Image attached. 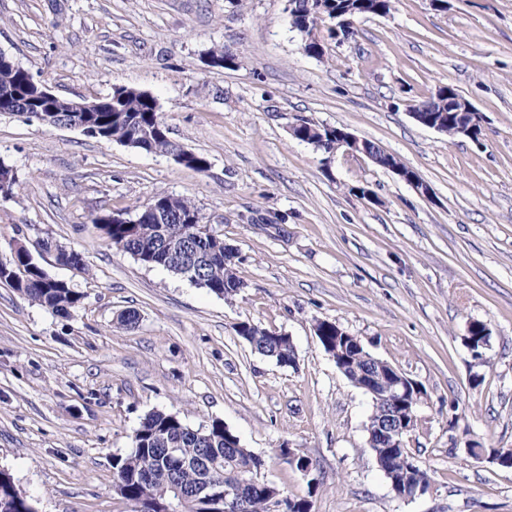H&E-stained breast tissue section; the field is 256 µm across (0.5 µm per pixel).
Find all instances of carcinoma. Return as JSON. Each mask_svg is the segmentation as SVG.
Returning a JSON list of instances; mask_svg holds the SVG:
<instances>
[{
  "instance_id": "obj_1",
  "label": "carcinoma",
  "mask_w": 512,
  "mask_h": 512,
  "mask_svg": "<svg viewBox=\"0 0 512 512\" xmlns=\"http://www.w3.org/2000/svg\"><path fill=\"white\" fill-rule=\"evenodd\" d=\"M393 0H292L290 26L298 37L311 38L315 48L326 39L345 34V28L367 15L384 16L391 12ZM28 78L26 72L0 63V90ZM112 109L106 112H70L68 106L54 103L50 116L56 121L84 124L91 136L105 142L163 155L173 154L178 143L171 140L161 117L156 98L136 88L119 86L107 96ZM426 112L440 113L446 135L453 138L465 117L448 111V98L433 95L419 102ZM337 129L309 121L295 130L294 138L307 139L329 149L343 148ZM0 198L12 197L18 180L13 169L0 161ZM158 213L141 211L136 221L124 222L107 212L96 217L109 244L146 266L162 267L176 276L189 279L218 297L230 300L245 283L236 272L238 255L224 239L183 240L185 230L203 223L200 209L188 198L156 196ZM0 280L20 294L53 313L68 315L79 306L84 295L67 283L49 276L24 249L14 250L12 259L0 262ZM236 332L259 354L277 363H288L292 350L287 338L277 331L249 321L236 325ZM336 324H323L318 340L325 352L336 351ZM175 449L170 457L167 449ZM409 448H396L385 456L387 466L400 474L402 490L430 485L428 469L404 470ZM264 461L241 445L238 436L224 422L213 420L198 429L189 427L179 415L155 410L147 413L135 430L131 451L112 463L118 493L134 504V512H209L197 491L201 484L214 481L238 493L240 512H269L268 500L277 486L242 484L240 476L263 468ZM279 491V490H277ZM283 512H311L310 502L294 499L284 491ZM0 504L3 512H30L31 499L16 485L13 476L0 471Z\"/></svg>"
}]
</instances>
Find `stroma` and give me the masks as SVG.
<instances>
[{"instance_id": "1", "label": "stroma", "mask_w": 512, "mask_h": 512, "mask_svg": "<svg viewBox=\"0 0 512 512\" xmlns=\"http://www.w3.org/2000/svg\"><path fill=\"white\" fill-rule=\"evenodd\" d=\"M285 8L0 0V52L36 81L75 101L148 92L170 138L210 161L199 172L0 113V160L18 178L0 198V262L24 244L84 295L65 317L0 282V467L38 512H133L112 460L153 410L195 429L223 420L264 460L262 479L312 512H512V468L464 447L512 449V0H396L319 58ZM215 48L241 66L210 67ZM442 85L481 114V143L411 117ZM303 120L375 142L431 197L364 155L295 139ZM159 194L189 198L237 249L233 300L109 245L96 216H135ZM244 320L290 336L295 365L255 352L235 331ZM319 320L422 385L410 440L431 475L422 495L392 493L368 445L370 398L320 346ZM475 321L490 330L478 359L465 342ZM284 445L312 458L313 476Z\"/></svg>"}]
</instances>
